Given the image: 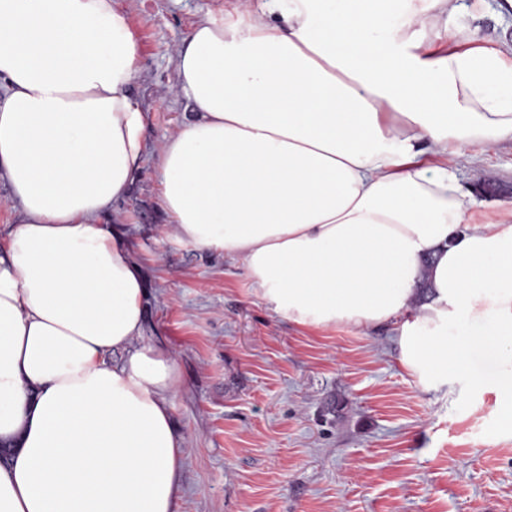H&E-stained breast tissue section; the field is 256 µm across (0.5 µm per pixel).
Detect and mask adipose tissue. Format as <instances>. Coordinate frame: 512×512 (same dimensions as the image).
I'll return each mask as SVG.
<instances>
[{
  "instance_id": "obj_1",
  "label": "adipose tissue",
  "mask_w": 512,
  "mask_h": 512,
  "mask_svg": "<svg viewBox=\"0 0 512 512\" xmlns=\"http://www.w3.org/2000/svg\"><path fill=\"white\" fill-rule=\"evenodd\" d=\"M459 9L208 11L176 54L196 117L161 146L160 195L180 240L241 260L276 315L393 326L426 391L482 350L512 398V224L471 223L447 158L512 142V48L448 36ZM138 54L112 0H0V512H176L181 377L139 340L144 281L105 222L144 164Z\"/></svg>"
}]
</instances>
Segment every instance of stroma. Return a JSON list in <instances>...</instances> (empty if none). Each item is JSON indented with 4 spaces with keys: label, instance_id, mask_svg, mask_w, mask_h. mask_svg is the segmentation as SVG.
Here are the masks:
<instances>
[{
    "label": "stroma",
    "instance_id": "35a3bbf8",
    "mask_svg": "<svg viewBox=\"0 0 512 512\" xmlns=\"http://www.w3.org/2000/svg\"><path fill=\"white\" fill-rule=\"evenodd\" d=\"M501 0H467L451 32L512 45ZM217 0H113L139 46L130 94L145 116V165L108 218L148 290L141 339L168 349L182 385L178 512H512V401L470 372L424 391L391 327L311 328L257 296L242 263L181 242L155 174L166 137L195 118L173 92L175 57ZM479 224L506 221L512 142L459 158Z\"/></svg>",
    "mask_w": 512,
    "mask_h": 512
}]
</instances>
